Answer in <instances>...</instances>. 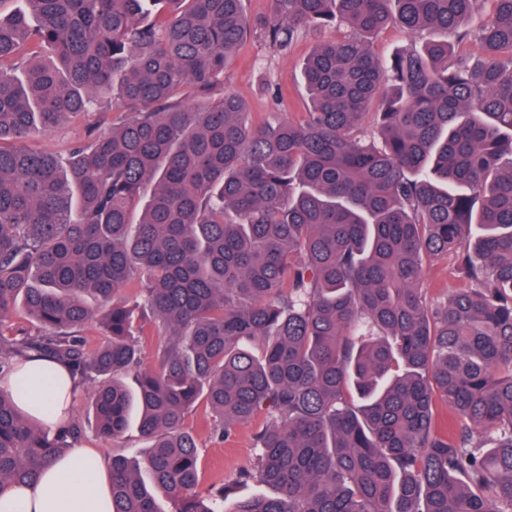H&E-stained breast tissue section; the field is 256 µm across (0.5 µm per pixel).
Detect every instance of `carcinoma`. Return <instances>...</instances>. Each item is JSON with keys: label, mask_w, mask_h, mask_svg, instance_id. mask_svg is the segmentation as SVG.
I'll use <instances>...</instances> for the list:
<instances>
[{"label": "carcinoma", "mask_w": 512, "mask_h": 512, "mask_svg": "<svg viewBox=\"0 0 512 512\" xmlns=\"http://www.w3.org/2000/svg\"><path fill=\"white\" fill-rule=\"evenodd\" d=\"M24 2L0 14V373L47 358L94 382L106 438L137 401L148 449L112 457V512H162L142 466L174 512H512V0L478 27L482 0H271L255 18L245 0ZM391 24L447 39L381 62ZM342 27L303 64L300 119L255 126L224 88L248 36L282 53ZM104 104L112 130L66 158L26 147ZM448 253L471 287L432 303L419 285ZM87 296L108 305L91 357ZM18 304L53 334L5 335ZM23 392L0 389V485L37 482L83 433ZM202 397L221 441L262 416L238 482L273 495L191 494Z\"/></svg>", "instance_id": "obj_1"}]
</instances>
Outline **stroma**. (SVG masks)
<instances>
[{"mask_svg": "<svg viewBox=\"0 0 512 512\" xmlns=\"http://www.w3.org/2000/svg\"><path fill=\"white\" fill-rule=\"evenodd\" d=\"M333 34V29L329 28L319 35H300L284 53L274 50L259 37H248L240 45L234 61L224 74V86L247 101L254 122L270 118L275 111L286 113L292 118L300 117L306 110L301 66L319 39ZM111 124V113L92 111L65 120L48 134L32 133L27 145L34 151L63 155L87 130L103 132ZM467 285L468 281L452 255L435 262L423 282L428 297L432 299L444 298L446 293ZM93 393V383L84 384L74 405L73 418L85 428L81 447L93 449L107 461L118 454L130 458L139 456L146 443L137 426H130L121 437L114 440L104 439L97 434L91 410ZM210 420L211 411L202 403L191 409L185 418V426L195 434L200 449L197 491L201 494L206 493L211 486L235 481L240 467L255 456L252 446L253 424L237 426L232 436L220 443L209 434Z\"/></svg>", "mask_w": 512, "mask_h": 512, "instance_id": "1", "label": "stroma"}]
</instances>
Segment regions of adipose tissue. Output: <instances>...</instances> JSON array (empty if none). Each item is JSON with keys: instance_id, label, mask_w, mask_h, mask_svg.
I'll list each match as a JSON object with an SVG mask.
<instances>
[{"instance_id": "ef3b65f1", "label": "adipose tissue", "mask_w": 512, "mask_h": 512, "mask_svg": "<svg viewBox=\"0 0 512 512\" xmlns=\"http://www.w3.org/2000/svg\"><path fill=\"white\" fill-rule=\"evenodd\" d=\"M20 379L47 422H69L78 391L64 366L30 359L20 363L17 372L1 377L0 387L14 388ZM111 487L110 471L100 456L78 448L46 470L37 483L0 487V512H112Z\"/></svg>"}]
</instances>
